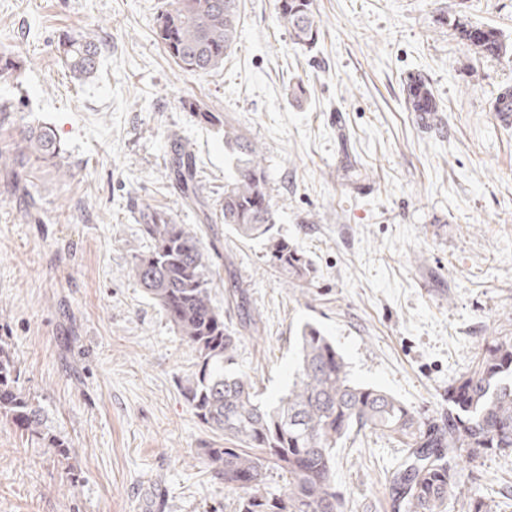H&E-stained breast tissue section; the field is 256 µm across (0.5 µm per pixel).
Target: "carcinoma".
<instances>
[{"label": "carcinoma", "instance_id": "1", "mask_svg": "<svg viewBox=\"0 0 512 512\" xmlns=\"http://www.w3.org/2000/svg\"><path fill=\"white\" fill-rule=\"evenodd\" d=\"M278 16L296 45L312 46L322 35L313 0H278ZM238 0H170L157 18L156 38L183 69L207 74L224 65L240 35ZM458 36L475 53L512 59V40L493 26L452 21ZM61 59L77 79L95 77L100 45L67 36L58 44ZM20 61L0 49V74H12ZM409 112H437L429 81L420 74L404 85ZM512 105V86L498 88L493 111ZM182 108L199 123L224 134V148L234 171L224 177V202L218 219L243 241H265L275 272L304 287L311 265L275 230L272 201L261 146L219 112L186 98ZM62 148L46 127H28L13 153L0 152V167L21 176L34 159L61 170ZM170 174L180 190L181 205L205 213L209 204L197 181L194 156L174 147ZM142 234L151 241L137 255L132 276L174 331L196 353V370L181 390L207 428L224 432L230 448H202L209 471L224 486L244 496L238 512H343L336 490L335 451L351 435L369 432L395 441L404 457L392 474V512H448L457 488L460 461L488 452L512 453V336L487 342L473 365L448 386V411L423 416L394 396L354 383L334 342L316 326L299 330L298 358L285 394L270 403L250 376L224 369L231 361L240 331L224 325L214 305L216 267L205 259L203 238L186 224L150 206L141 214ZM16 360L0 344V416L10 420L30 444L55 448L62 456L72 445L56 433L48 411L18 386ZM276 472L285 477L277 494L264 488Z\"/></svg>", "mask_w": 512, "mask_h": 512}]
</instances>
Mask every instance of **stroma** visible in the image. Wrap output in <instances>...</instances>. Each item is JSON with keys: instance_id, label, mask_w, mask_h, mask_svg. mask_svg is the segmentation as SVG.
<instances>
[{"instance_id": "obj_1", "label": "stroma", "mask_w": 512, "mask_h": 512, "mask_svg": "<svg viewBox=\"0 0 512 512\" xmlns=\"http://www.w3.org/2000/svg\"><path fill=\"white\" fill-rule=\"evenodd\" d=\"M166 0H0V47L21 68L0 76L17 101L0 151L29 126L51 129L55 168L22 172L37 203L0 170V343L19 385L50 411L71 458L30 447L0 419V512H237L240 494L214 478L199 448L222 435L195 416L180 380L196 369L130 272L149 240L142 206L202 227L218 249L212 297L224 321L253 318L231 371L272 400L286 391L296 336L318 325L354 382L432 416L448 387L496 336H512V128L492 112L512 63L475 56L448 21L460 15L512 37V0H314L323 35L296 45L276 0H240L241 34L206 75L181 69L158 42ZM101 46L94 78H72L64 36ZM422 74L443 122L420 129L402 87ZM199 100L262 145L276 227L311 262L294 288L223 223L182 207L170 177L174 145L190 151L211 209L224 198L222 132L181 107ZM239 281L243 298L228 284ZM393 440L349 438L336 451L347 512H391ZM512 503V454L464 465L448 512L471 488Z\"/></svg>"}]
</instances>
